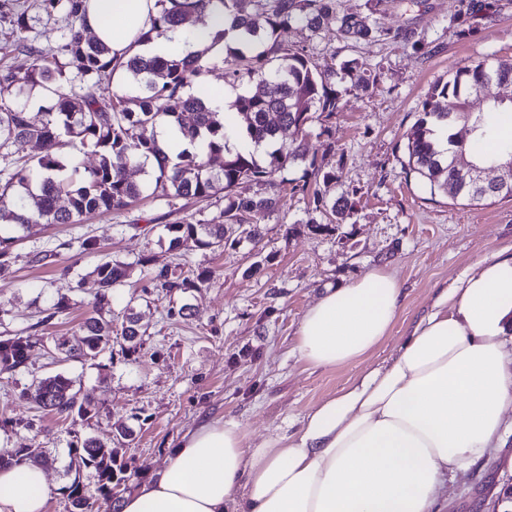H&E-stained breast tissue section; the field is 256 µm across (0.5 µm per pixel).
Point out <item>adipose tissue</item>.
I'll list each match as a JSON object with an SVG mask.
<instances>
[{
	"instance_id": "adipose-tissue-1",
	"label": "adipose tissue",
	"mask_w": 512,
	"mask_h": 512,
	"mask_svg": "<svg viewBox=\"0 0 512 512\" xmlns=\"http://www.w3.org/2000/svg\"><path fill=\"white\" fill-rule=\"evenodd\" d=\"M152 0H92L94 34L124 53ZM224 18L147 44L162 59L214 43ZM216 51L223 44L214 43ZM401 288L377 270L327 291L303 315L297 350L315 367L369 355L387 337ZM512 254L492 255L415 327L398 357L305 415L297 430L250 445L234 419L184 434L166 466L127 494L121 512H431L445 474L483 454L512 410ZM38 465L0 469V512H45Z\"/></svg>"
}]
</instances>
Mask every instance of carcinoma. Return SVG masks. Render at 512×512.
Masks as SVG:
<instances>
[{
    "instance_id": "cac0c4a2",
    "label": "carcinoma",
    "mask_w": 512,
    "mask_h": 512,
    "mask_svg": "<svg viewBox=\"0 0 512 512\" xmlns=\"http://www.w3.org/2000/svg\"><path fill=\"white\" fill-rule=\"evenodd\" d=\"M90 0H49V7L60 9L68 19L63 51L67 62L60 64L49 53L39 54L38 63L22 75L8 72L0 76L5 87L24 94L40 86L56 96L46 112L33 115L14 99L0 96V148L36 142L38 156L24 159L16 171L0 185V224L23 227L27 224H79L84 218L126 209L143 198V186L130 181L127 170L153 163L154 188L160 197L205 201L224 194V223L200 224L179 220L164 225L174 247L223 248L241 239L254 240L259 225L274 212L285 191L286 181L279 174L306 159L310 127L338 109L332 83L338 73L350 76L354 86H369L370 75L364 63L345 60L334 67L315 62L306 49L284 38L288 29L302 25L316 33L324 18L334 16L340 38L345 42L402 43L415 50L425 44L416 31L377 26L371 16L383 0H366L367 13L340 11L338 0H154L148 28L138 42L147 44L165 38L178 26L214 7H220L231 20L230 29L240 32L236 46L225 48L222 58L224 82L241 87L244 93L234 102L242 116L241 130L255 146L267 145L266 160L254 151L228 145L224 114L210 111L204 102L210 88L204 76L216 67L209 48L197 49L182 60H158L139 52L127 57L112 46L86 37ZM496 0H468L463 22L478 26L492 18ZM124 72L128 91L109 95L95 89L112 83V75ZM78 81L86 90L65 91ZM512 85V62L479 61L458 68L453 78L433 83L422 102V115L407 133V169L430 192L441 191L469 201L501 195L512 197V190L482 195L468 172L448 166V160L463 158L482 167L503 165L512 153L498 156L483 148L492 131V119L499 112H512V100H490L485 89L490 84ZM167 122L177 127L193 145L170 157L161 147L156 129ZM288 143V152L279 145ZM71 152L63 153L64 147ZM91 146L98 153V164L80 169L78 156ZM314 181L292 184L290 192L312 198L315 208L336 220L345 210L338 203L327 205L318 183L329 185L336 173L323 172L310 161ZM64 197L68 206L59 207ZM99 291L92 314L80 327L79 335L66 350V357H96L112 348V321L103 316L104 303L112 288L125 275L124 265L106 261L95 270ZM205 275L173 279L168 269H150L152 287L166 292L197 288ZM30 337L0 339V372H14L25 365ZM38 396L44 408L57 415L87 416L90 401L81 389L62 374L41 379ZM46 459L28 448H15L0 454L3 464H42ZM94 469L104 504L112 502V491L123 481L127 465L117 461L114 448L97 439L78 440L71 448L69 472L72 482L65 488L69 512H92L93 504L83 494L80 477Z\"/></svg>"
}]
</instances>
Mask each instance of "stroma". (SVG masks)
<instances>
[{
  "instance_id": "1",
  "label": "stroma",
  "mask_w": 512,
  "mask_h": 512,
  "mask_svg": "<svg viewBox=\"0 0 512 512\" xmlns=\"http://www.w3.org/2000/svg\"><path fill=\"white\" fill-rule=\"evenodd\" d=\"M466 0H385L373 19L385 28L408 26L425 52L390 42L348 45L327 18L317 35L288 31L289 43L315 60L367 63L373 85L356 89L336 79L339 109L314 123L308 155L336 174L327 200L352 209L337 229L317 231L324 215L299 195L286 196L259 227L256 240L219 250L175 249L165 224L187 219L224 221V198L205 202L147 198L139 206L92 216L80 224H29L14 229L8 266L0 270V338L30 337L23 367L0 373V450L43 448L50 495L46 512H69L64 493L70 445L94 438L112 444L129 464L113 504L162 468L175 443L211 418H233L253 443L284 430L348 382L389 364L417 322L479 262L512 247V199L478 202L430 195L406 175V135L429 86L481 60H512V0H498L491 23L459 25ZM27 28L18 31L17 16ZM62 11L45 0H0V74L23 73L42 50L64 59ZM96 247L83 249V240ZM172 277L206 273L200 287L165 293L148 285L147 269ZM123 262L124 281L112 290L108 316L114 331L127 317L142 330L136 347L115 338L96 359L58 361L89 316L98 290L94 268ZM392 273L401 305L388 336L363 360L317 368L296 350L306 310L329 287L375 270ZM68 309L50 316L58 296ZM61 373L90 400L91 414L62 419L46 414L36 397L41 378ZM512 483V412L498 447L451 475L436 492L435 512H492Z\"/></svg>"
}]
</instances>
